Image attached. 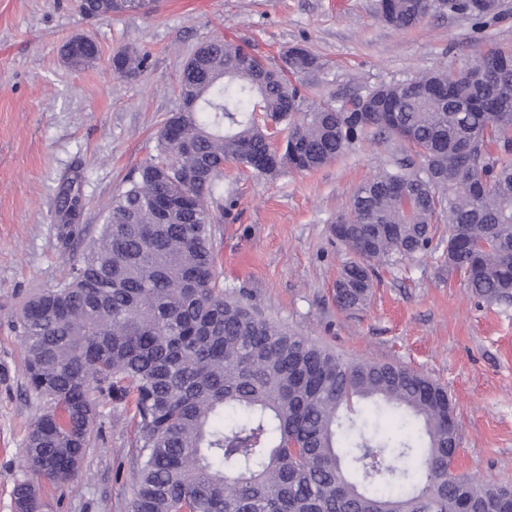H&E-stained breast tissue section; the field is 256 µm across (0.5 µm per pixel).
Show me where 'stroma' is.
<instances>
[{
	"label": "stroma",
	"instance_id": "obj_1",
	"mask_svg": "<svg viewBox=\"0 0 512 512\" xmlns=\"http://www.w3.org/2000/svg\"><path fill=\"white\" fill-rule=\"evenodd\" d=\"M485 30L460 14L431 13L411 29L381 21L373 0H156L150 14L91 19L76 0H0V512H14L23 448L48 403L32 392L14 327L33 294L64 279L96 232L113 194L156 153L164 119L180 106L177 79L199 44L234 40L275 66L291 46L321 68L302 79L319 102L404 79L475 50L512 49V0ZM93 39L98 58L81 68L62 53ZM149 52L145 75L112 69L121 49ZM388 159L365 142L335 162L277 178L224 166V216L216 227L224 290L254 311L336 354L396 362L448 390L456 406V474L512 482V301L487 303L449 270L448 226L434 249L397 269L380 268L363 310L341 311L336 277L349 257L330 228L354 190ZM81 196L80 236L62 240L61 187ZM82 471L44 485V512H131L136 485L132 410L100 400Z\"/></svg>",
	"mask_w": 512,
	"mask_h": 512
}]
</instances>
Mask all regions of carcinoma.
Here are the masks:
<instances>
[{"label":"carcinoma","instance_id":"1","mask_svg":"<svg viewBox=\"0 0 512 512\" xmlns=\"http://www.w3.org/2000/svg\"><path fill=\"white\" fill-rule=\"evenodd\" d=\"M501 0H457L488 24ZM91 17L149 12L147 0H79ZM408 29L428 0H375ZM97 44L67 55L94 61ZM148 54L119 51L137 77ZM320 64L294 46L282 66L231 39L202 43L184 63L157 154L101 214L68 276L29 299L16 329L34 393L49 407L28 432L15 505L41 503L37 481L65 484L85 459L99 404L133 408L132 512H456L487 483L448 479L447 389L411 368L339 356L224 295L214 234L224 163L269 178L318 169L374 140L393 159L353 193L334 223L352 257L336 304L366 305L378 267L427 250L448 223V269L489 302L512 300V52L479 49L464 65L420 71L317 104L297 82ZM284 134L281 151L268 125ZM170 205L161 213V200ZM59 212L79 214L64 186ZM395 415L407 435L386 430Z\"/></svg>","mask_w":512,"mask_h":512}]
</instances>
